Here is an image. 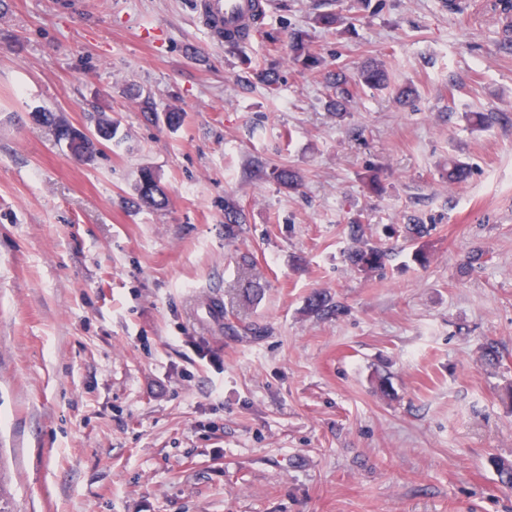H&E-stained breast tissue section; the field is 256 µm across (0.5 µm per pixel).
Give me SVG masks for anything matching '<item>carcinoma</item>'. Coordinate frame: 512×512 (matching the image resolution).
Instances as JSON below:
<instances>
[{
  "mask_svg": "<svg viewBox=\"0 0 512 512\" xmlns=\"http://www.w3.org/2000/svg\"><path fill=\"white\" fill-rule=\"evenodd\" d=\"M289 57L304 70L321 72L325 85L329 89L326 101L327 110L338 118H343L348 114V105L354 102L353 91L358 86L377 91L389 89L393 98L401 105L409 103L416 95V90L410 85L391 86L388 70L383 63L375 60L365 63L358 72V79H353L346 67L327 65L324 60L311 54L301 35L295 36L291 40ZM136 95L143 99V117L146 120L161 121L172 129H177L184 123L185 113L178 108L167 106L161 110L158 109L151 93L139 88L136 89ZM33 120L50 128L56 139L65 143L73 156L87 162L94 161L98 145L112 142L118 134V122L105 111L94 116L93 121L97 132L91 135L74 127L50 110L34 113ZM465 120L472 130L481 131L494 122L495 113L492 111L467 112ZM272 175L280 186L288 190H296L302 184V176L292 167H279L272 172ZM470 176L471 167L467 162L457 157L448 158V170L446 171L448 186L464 183ZM127 204L135 211L144 207L154 210L166 207L168 194L162 184L160 174L152 169H141L133 185V194ZM245 223H247L246 214L239 204L231 198L224 199V235H237ZM346 229L350 245L345 252V260L351 268L363 274H370L382 269L388 258L387 250L367 236L365 224L354 219L346 225ZM304 310L312 317L333 320L343 314L344 307L331 294L325 291H315L306 298Z\"/></svg>",
  "mask_w": 512,
  "mask_h": 512,
  "instance_id": "carcinoma-1",
  "label": "carcinoma"
}]
</instances>
